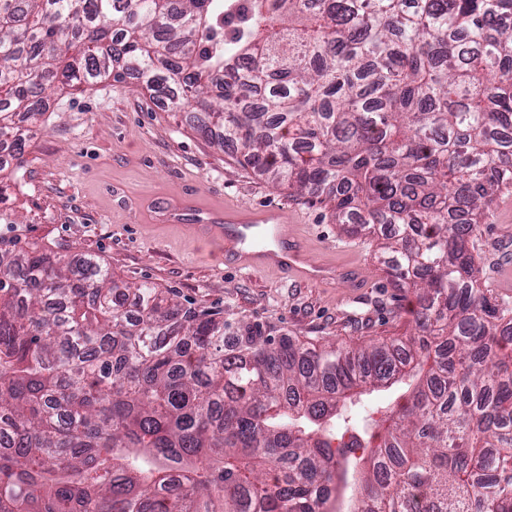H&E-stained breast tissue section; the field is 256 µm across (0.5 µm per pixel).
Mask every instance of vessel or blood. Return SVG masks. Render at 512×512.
<instances>
[{
    "instance_id": "obj_1",
    "label": "vessel or blood",
    "mask_w": 512,
    "mask_h": 512,
    "mask_svg": "<svg viewBox=\"0 0 512 512\" xmlns=\"http://www.w3.org/2000/svg\"><path fill=\"white\" fill-rule=\"evenodd\" d=\"M169 222H195L207 242L223 247L224 262L239 268L286 271L305 283L327 279L357 283L359 275L350 267H329L310 261L300 241L290 234L291 219L286 209L228 208L225 211L197 208L186 198L165 203Z\"/></svg>"
}]
</instances>
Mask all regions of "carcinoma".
Here are the masks:
<instances>
[{
	"instance_id": "cac0c4a2",
	"label": "carcinoma",
	"mask_w": 512,
	"mask_h": 512,
	"mask_svg": "<svg viewBox=\"0 0 512 512\" xmlns=\"http://www.w3.org/2000/svg\"><path fill=\"white\" fill-rule=\"evenodd\" d=\"M110 76L382 239L418 333L271 342L0 236V512H512V302L474 255L512 188V0H0V172L49 91ZM395 396L390 391L374 392L371 396L367 397L368 400L364 402V407L355 416L356 419L360 421L368 420L369 422H371L370 418L378 420L381 416L380 411L384 410L381 407L385 406Z\"/></svg>"
}]
</instances>
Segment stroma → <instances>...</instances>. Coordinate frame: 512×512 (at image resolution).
Listing matches in <instances>:
<instances>
[{
	"label": "stroma",
	"instance_id": "1",
	"mask_svg": "<svg viewBox=\"0 0 512 512\" xmlns=\"http://www.w3.org/2000/svg\"><path fill=\"white\" fill-rule=\"evenodd\" d=\"M237 156L210 145L185 113L168 111L135 78L56 90L23 168L0 178L15 220L0 235L96 255L121 281H151L184 305L257 325L272 340L355 346L415 334L416 296L389 283L375 242L346 234L328 206L273 186ZM184 194L210 208L284 206L308 257L359 266L364 282L304 286L276 270L227 267L194 229L160 220L156 206ZM477 253L484 286L512 301V191L492 204Z\"/></svg>",
	"mask_w": 512,
	"mask_h": 512
}]
</instances>
